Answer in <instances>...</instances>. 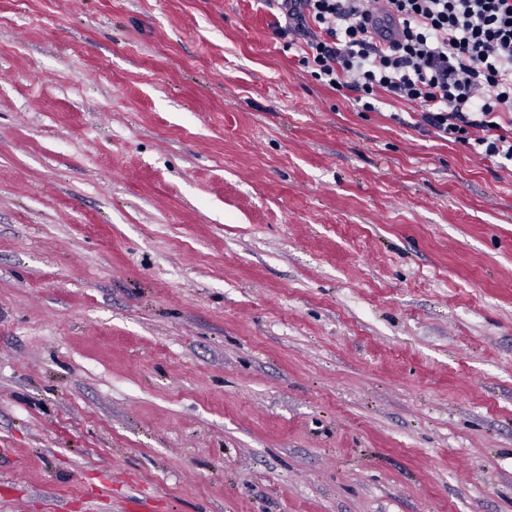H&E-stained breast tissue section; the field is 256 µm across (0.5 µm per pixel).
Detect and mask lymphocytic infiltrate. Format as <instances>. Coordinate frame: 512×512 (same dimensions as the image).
Here are the masks:
<instances>
[{"label": "lymphocytic infiltrate", "instance_id": "f902f5d3", "mask_svg": "<svg viewBox=\"0 0 512 512\" xmlns=\"http://www.w3.org/2000/svg\"><path fill=\"white\" fill-rule=\"evenodd\" d=\"M273 33L315 80L416 105L421 126L512 166V0H283Z\"/></svg>", "mask_w": 512, "mask_h": 512}]
</instances>
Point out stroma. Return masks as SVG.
Returning a JSON list of instances; mask_svg holds the SVG:
<instances>
[{"mask_svg":"<svg viewBox=\"0 0 512 512\" xmlns=\"http://www.w3.org/2000/svg\"><path fill=\"white\" fill-rule=\"evenodd\" d=\"M279 16L0 0V512H512V171Z\"/></svg>","mask_w":512,"mask_h":512,"instance_id":"obj_1","label":"stroma"}]
</instances>
